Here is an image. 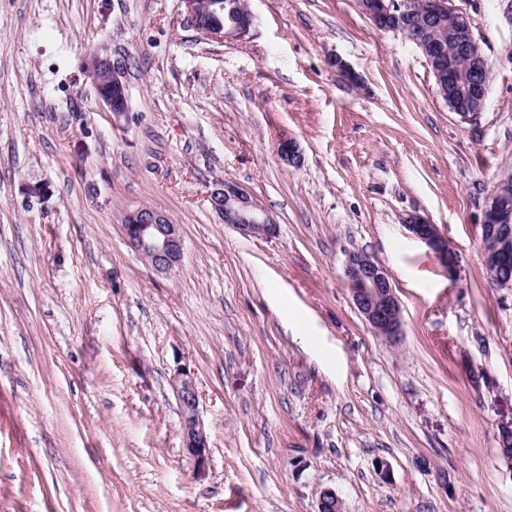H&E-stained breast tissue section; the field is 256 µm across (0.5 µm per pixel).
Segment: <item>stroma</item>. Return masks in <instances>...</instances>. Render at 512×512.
Here are the masks:
<instances>
[{"label": "stroma", "instance_id": "stroma-1", "mask_svg": "<svg viewBox=\"0 0 512 512\" xmlns=\"http://www.w3.org/2000/svg\"><path fill=\"white\" fill-rule=\"evenodd\" d=\"M248 3L249 34L217 44L179 0H0V512H317L326 489L342 512H512V288L491 284L480 233L512 171V0H456L491 65L473 123L355 0ZM97 47L126 111L81 71ZM286 136L298 165L276 155ZM222 179L276 238L221 221ZM142 203L181 227L170 273L122 235ZM412 214L447 237L455 276ZM351 252L389 271L397 344L354 308ZM178 353L202 395V478ZM212 209L224 224L247 236L270 239L277 235L278 225L273 216L245 186L229 180H219L209 195ZM406 226L419 241L424 243L429 250L433 251L440 259L442 266L453 276L459 266V259L455 251L448 245V239L441 233L436 224L421 216H409L406 219ZM170 386L181 414L182 448L193 460L197 477H202L210 464V445L201 410V394L195 371L183 354H176Z\"/></svg>", "mask_w": 512, "mask_h": 512}]
</instances>
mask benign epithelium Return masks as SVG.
I'll list each match as a JSON object with an SVG mask.
<instances>
[{
  "instance_id": "obj_1",
  "label": "benign epithelium",
  "mask_w": 512,
  "mask_h": 512,
  "mask_svg": "<svg viewBox=\"0 0 512 512\" xmlns=\"http://www.w3.org/2000/svg\"><path fill=\"white\" fill-rule=\"evenodd\" d=\"M184 7L186 24L204 40L222 44L226 39H242L250 31L253 16L249 9H240L234 22L225 25L218 21L224 12L223 0H180ZM359 11L380 31L407 34L403 20L413 17L414 0H356ZM423 20L436 28L448 23L451 32L448 42L454 45L456 60L446 55L431 42L417 38L412 41L423 53L437 85L453 84L459 78L470 77L475 91L466 101L447 100L448 107L461 120L472 122L481 114L487 97L490 67L478 39L470 25V17L458 8L454 0H420ZM83 70L94 86L100 100L110 112L127 109V88L118 67L110 56L95 52L84 61ZM280 160L295 165L300 160L294 140L283 138L277 146ZM512 189L509 175L496 183L482 212L483 224H511L512 210L505 201ZM212 209L224 223L247 236L270 239L277 235L278 225L273 216L245 186L229 180H219L209 195ZM413 237L424 243L440 259L452 276L459 266L455 251L438 226L421 216L406 219ZM122 232L129 245L159 273H168L178 267L183 258V240L180 225L173 223L164 211L148 205L136 206L124 216ZM483 261L502 266L512 264V235L500 234L482 243ZM351 301L359 313L375 330L389 339L401 334L400 302L387 270L368 255L353 252L347 256L344 268ZM170 386L181 414L182 448L193 460L196 475L202 477L210 464V445L201 410V394L195 371L183 355L175 356ZM339 512L341 502L330 489L320 492L317 512Z\"/></svg>"
}]
</instances>
